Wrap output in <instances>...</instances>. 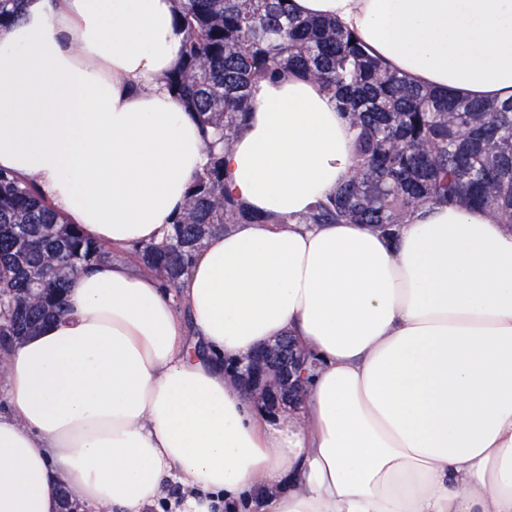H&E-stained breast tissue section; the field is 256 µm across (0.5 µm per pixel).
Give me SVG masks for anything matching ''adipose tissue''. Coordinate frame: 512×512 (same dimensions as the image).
Instances as JSON below:
<instances>
[{"label":"adipose tissue","mask_w":512,"mask_h":512,"mask_svg":"<svg viewBox=\"0 0 512 512\" xmlns=\"http://www.w3.org/2000/svg\"><path fill=\"white\" fill-rule=\"evenodd\" d=\"M414 85L512 97V0H293ZM176 0H24L0 31V168L88 240L163 242L206 162L168 87ZM357 162L321 85L255 84L226 187L279 224L210 234L172 296L108 261L0 374V512H512V226L427 206L388 237L304 224ZM289 334L320 361L296 412L224 363Z\"/></svg>","instance_id":"ef3b65f1"}]
</instances>
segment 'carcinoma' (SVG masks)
<instances>
[{"instance_id": "obj_1", "label": "carcinoma", "mask_w": 512, "mask_h": 512, "mask_svg": "<svg viewBox=\"0 0 512 512\" xmlns=\"http://www.w3.org/2000/svg\"><path fill=\"white\" fill-rule=\"evenodd\" d=\"M291 0H179L186 38L169 87L205 128L208 163L188 190L173 232L135 247L142 267L179 292L203 241L234 224H285L247 210L228 191L224 149L260 80L291 70L336 98L356 134L359 162L303 224H370L392 236L427 204L494 212L512 225V97L460 99L414 86L332 20L305 18ZM20 0H0V28ZM109 252L80 235L32 179L0 170V372L14 345L63 311L70 283Z\"/></svg>"}]
</instances>
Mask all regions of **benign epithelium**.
<instances>
[{"instance_id": "1", "label": "benign epithelium", "mask_w": 512, "mask_h": 512, "mask_svg": "<svg viewBox=\"0 0 512 512\" xmlns=\"http://www.w3.org/2000/svg\"><path fill=\"white\" fill-rule=\"evenodd\" d=\"M315 359L291 336H281L254 354L237 360L228 374L258 410L276 417L295 410L308 384Z\"/></svg>"}]
</instances>
